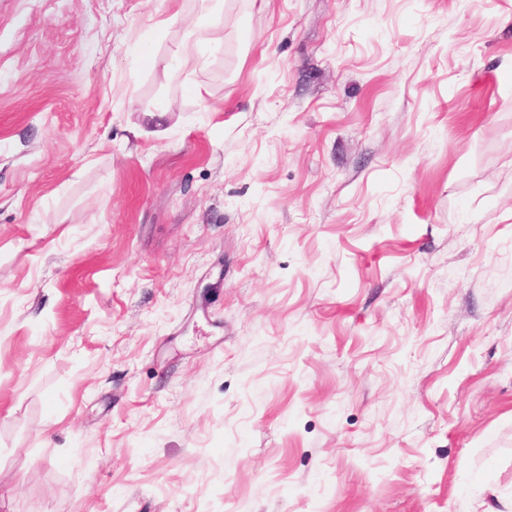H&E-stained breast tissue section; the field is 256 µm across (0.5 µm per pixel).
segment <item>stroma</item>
<instances>
[{
	"label": "stroma",
	"instance_id": "1",
	"mask_svg": "<svg viewBox=\"0 0 512 512\" xmlns=\"http://www.w3.org/2000/svg\"><path fill=\"white\" fill-rule=\"evenodd\" d=\"M223 2L0 0V512H512V0Z\"/></svg>",
	"mask_w": 512,
	"mask_h": 512
}]
</instances>
